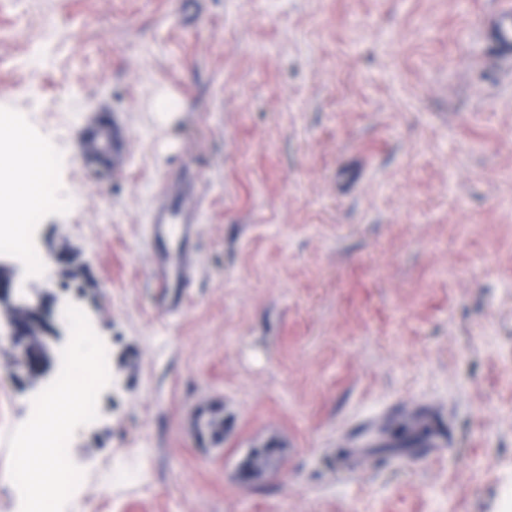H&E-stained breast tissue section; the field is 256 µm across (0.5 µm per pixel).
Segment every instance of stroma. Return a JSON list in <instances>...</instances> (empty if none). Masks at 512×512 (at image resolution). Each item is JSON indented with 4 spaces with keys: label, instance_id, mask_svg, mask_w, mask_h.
<instances>
[{
    "label": "stroma",
    "instance_id": "obj_1",
    "mask_svg": "<svg viewBox=\"0 0 512 512\" xmlns=\"http://www.w3.org/2000/svg\"><path fill=\"white\" fill-rule=\"evenodd\" d=\"M499 5L0 0V120L52 145L28 248L78 285L42 379L0 352V512H21L6 438L60 372L72 302L110 381L66 512H512ZM115 123L107 170L84 142ZM163 182L199 205L174 312L142 235ZM215 407L219 441L197 429Z\"/></svg>",
    "mask_w": 512,
    "mask_h": 512
}]
</instances>
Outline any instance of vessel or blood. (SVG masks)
Returning a JSON list of instances; mask_svg holds the SVG:
<instances>
[{"label":"vessel or blood","mask_w":512,"mask_h":512,"mask_svg":"<svg viewBox=\"0 0 512 512\" xmlns=\"http://www.w3.org/2000/svg\"><path fill=\"white\" fill-rule=\"evenodd\" d=\"M489 38L504 56L512 58V8L504 9L489 30ZM161 206L144 226L152 277L164 307L178 309L193 281L196 266V225L185 218L194 203L191 197L161 184Z\"/></svg>","instance_id":"b4317fda"}]
</instances>
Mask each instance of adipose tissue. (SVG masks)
<instances>
[{"label":"adipose tissue","instance_id":"obj_1","mask_svg":"<svg viewBox=\"0 0 512 512\" xmlns=\"http://www.w3.org/2000/svg\"><path fill=\"white\" fill-rule=\"evenodd\" d=\"M48 141L32 136L21 125L0 139V223L24 224L44 201V172L50 156Z\"/></svg>","mask_w":512,"mask_h":512}]
</instances>
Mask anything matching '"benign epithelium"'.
<instances>
[{
    "mask_svg": "<svg viewBox=\"0 0 512 512\" xmlns=\"http://www.w3.org/2000/svg\"><path fill=\"white\" fill-rule=\"evenodd\" d=\"M53 312L44 297L31 298L16 288L13 277L0 265V342L13 353L15 367L27 378L42 375V361L30 349L44 341Z\"/></svg>",
    "mask_w": 512,
    "mask_h": 512,
    "instance_id": "1",
    "label": "benign epithelium"
}]
</instances>
